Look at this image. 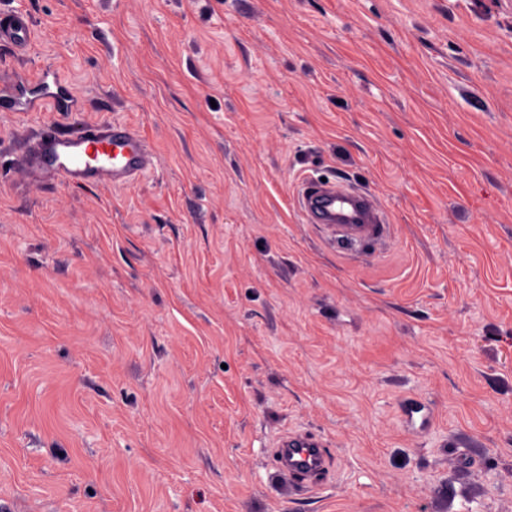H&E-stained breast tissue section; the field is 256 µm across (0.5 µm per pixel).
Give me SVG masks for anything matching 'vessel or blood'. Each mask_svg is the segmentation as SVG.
Wrapping results in <instances>:
<instances>
[{
	"mask_svg": "<svg viewBox=\"0 0 512 512\" xmlns=\"http://www.w3.org/2000/svg\"><path fill=\"white\" fill-rule=\"evenodd\" d=\"M31 29L26 12L0 11V45L27 47ZM40 85V92L31 97L24 85L1 86L0 102L14 112H37L46 104L58 112L78 111V104L56 70H42ZM32 164L40 175L68 185H90L107 179L125 186L153 166L154 154L133 126L88 123L81 130L66 133L46 128L33 152ZM301 211L308 223L324 225L346 248L382 240L388 233L376 200L364 193L348 192L341 185L307 183ZM327 460L324 442L312 435H286L276 445V469L285 475H316Z\"/></svg>",
	"mask_w": 512,
	"mask_h": 512,
	"instance_id": "obj_1",
	"label": "vessel or blood"
}]
</instances>
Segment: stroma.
Returning a JSON list of instances; mask_svg holds the SVG:
<instances>
[{
  "mask_svg": "<svg viewBox=\"0 0 512 512\" xmlns=\"http://www.w3.org/2000/svg\"><path fill=\"white\" fill-rule=\"evenodd\" d=\"M5 2L0 84L81 109L0 111V512H512V0ZM115 120L134 183L31 172ZM311 178L389 238L305 223ZM31 29L32 22L26 12L0 11V45L24 49L29 43ZM41 91L33 97L26 96L25 84H13L0 87V102L5 103L13 112H40L41 107L50 103L55 112H77L80 110L74 97L63 84L55 69H44L39 75ZM342 206L355 224H336L332 215ZM301 211L310 224H323L344 248L384 239L387 224L382 223L381 208L368 194L350 193L336 183L309 182L302 193ZM326 444L313 435L283 436L274 446L279 473L313 476L327 464Z\"/></svg>",
  "mask_w": 512,
  "mask_h": 512,
  "instance_id": "obj_1",
  "label": "stroma"
}]
</instances>
